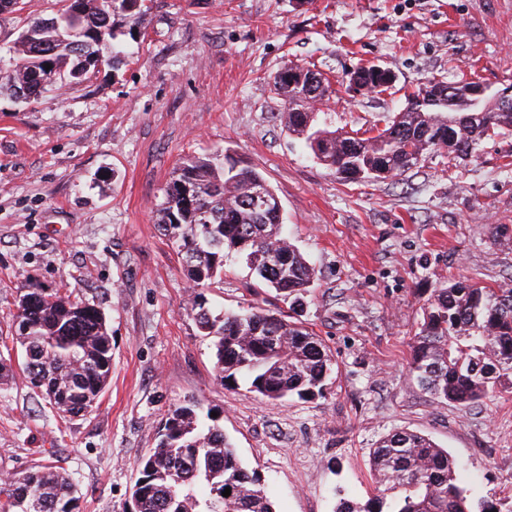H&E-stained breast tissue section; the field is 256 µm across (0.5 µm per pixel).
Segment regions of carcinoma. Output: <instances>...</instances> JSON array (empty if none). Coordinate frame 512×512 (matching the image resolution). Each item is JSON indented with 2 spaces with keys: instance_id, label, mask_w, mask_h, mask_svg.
Instances as JSON below:
<instances>
[{
  "instance_id": "cac0c4a2",
  "label": "carcinoma",
  "mask_w": 512,
  "mask_h": 512,
  "mask_svg": "<svg viewBox=\"0 0 512 512\" xmlns=\"http://www.w3.org/2000/svg\"><path fill=\"white\" fill-rule=\"evenodd\" d=\"M48 17H33L13 45L6 76L13 92L36 97L50 73L81 84L125 58L122 36L139 22L145 0H58ZM51 65L46 69L45 65ZM284 103L280 118L321 165L345 180L386 179L441 149L472 155L491 135L512 133V94L476 78H432L405 97L404 107L367 136L336 130L315 103L334 93L309 66L289 64L274 78ZM275 192L257 171L224 154L192 157L173 171L158 209V227L177 245L195 288H208L234 259L261 288L295 312L306 302L315 268L283 231V209L259 205L252 187ZM192 309L214 338L215 371L228 386L243 379L262 399L309 401L324 395L332 360L303 322L254 307L219 317L194 294ZM21 366L32 390L65 419L98 404L112 372V336L101 310L60 288H35L13 314ZM407 371L432 398L462 410L488 394L512 390V288L468 281L431 291L409 345ZM135 512H276L260 474L240 459L221 417L201 416L194 404L167 415L155 448L138 465ZM375 492L365 501L340 497L334 512H502L499 499L473 502L448 450L426 435L393 430L369 454ZM231 495H222L225 488ZM76 487L66 469L41 467L0 485V512H75Z\"/></svg>"
}]
</instances>
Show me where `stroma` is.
<instances>
[{
  "instance_id": "stroma-1",
  "label": "stroma",
  "mask_w": 512,
  "mask_h": 512,
  "mask_svg": "<svg viewBox=\"0 0 512 512\" xmlns=\"http://www.w3.org/2000/svg\"><path fill=\"white\" fill-rule=\"evenodd\" d=\"M56 4L0 15L1 72L28 17ZM130 45L123 66L83 84L27 103L0 92V359L17 356L12 315L33 288L98 306L112 337L110 381L87 415L60 419L23 374L0 384V478L61 466L79 512H132L141 458L168 412L194 400L222 415L278 512L366 498L369 452L397 428L448 449L472 498L512 497V393L462 410L407 374L431 289L512 284V244L491 235L512 224V135L465 160L430 153L403 174L346 182L281 124L273 89L283 66L313 65L335 90L323 111L362 131L434 77L512 86V0H149ZM372 64L394 88L350 91L347 73ZM224 150L263 174L316 270L304 320L335 362L325 397L265 400L216 377L157 208L180 161ZM201 294L216 313L282 306L232 261Z\"/></svg>"
}]
</instances>
